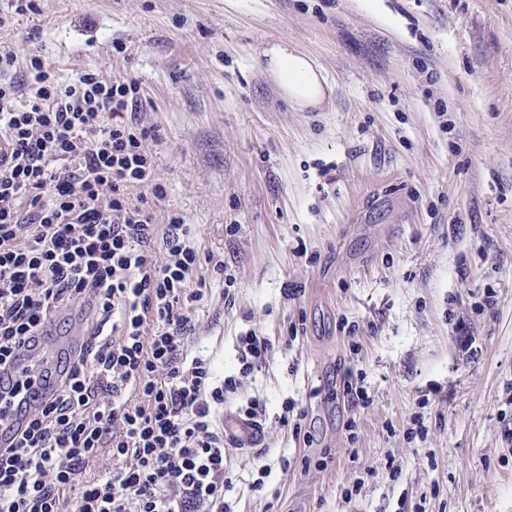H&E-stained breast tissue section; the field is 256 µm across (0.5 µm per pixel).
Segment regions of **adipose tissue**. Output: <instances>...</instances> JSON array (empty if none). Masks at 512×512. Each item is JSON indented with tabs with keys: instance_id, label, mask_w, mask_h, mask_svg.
Wrapping results in <instances>:
<instances>
[{
	"instance_id": "1",
	"label": "adipose tissue",
	"mask_w": 512,
	"mask_h": 512,
	"mask_svg": "<svg viewBox=\"0 0 512 512\" xmlns=\"http://www.w3.org/2000/svg\"><path fill=\"white\" fill-rule=\"evenodd\" d=\"M264 64L275 76L280 94L297 108L319 106L332 92L316 62L287 44L269 47Z\"/></svg>"
}]
</instances>
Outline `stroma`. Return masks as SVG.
I'll list each match as a JSON object with an SVG mask.
<instances>
[{"label":"stroma","instance_id":"1","mask_svg":"<svg viewBox=\"0 0 512 512\" xmlns=\"http://www.w3.org/2000/svg\"><path fill=\"white\" fill-rule=\"evenodd\" d=\"M37 3L0 0L16 81L34 50L62 78L143 90L165 204L210 284L190 349L221 379L242 333L275 344L224 404L266 406L258 451L229 452L233 512H512V0ZM273 42L316 61L330 101L280 96ZM348 370L367 407L345 405ZM291 398L297 435L278 422Z\"/></svg>","mask_w":512,"mask_h":512}]
</instances>
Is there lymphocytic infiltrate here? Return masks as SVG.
I'll list each match as a JSON object with an SVG mask.
<instances>
[{"instance_id": "1", "label": "lymphocytic infiltrate", "mask_w": 512, "mask_h": 512, "mask_svg": "<svg viewBox=\"0 0 512 512\" xmlns=\"http://www.w3.org/2000/svg\"><path fill=\"white\" fill-rule=\"evenodd\" d=\"M0 46V391L16 359L74 306L77 347L58 354L51 398L25 408L0 447V512H232L217 418L273 349L239 338V373L214 383L191 354L206 279L148 142L134 80H65L30 54L24 84Z\"/></svg>"}]
</instances>
